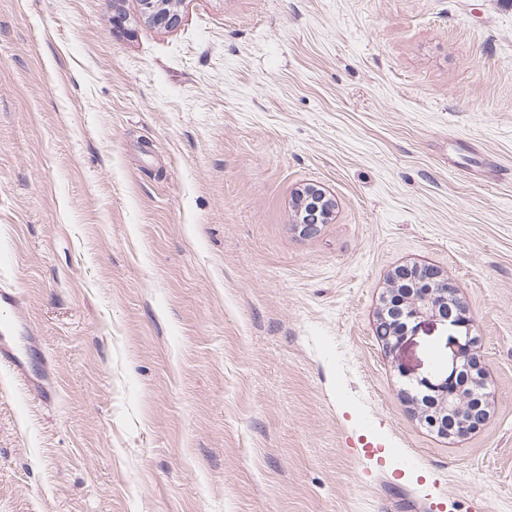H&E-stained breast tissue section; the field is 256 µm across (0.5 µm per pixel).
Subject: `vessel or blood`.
Instances as JSON below:
<instances>
[{
  "mask_svg": "<svg viewBox=\"0 0 512 512\" xmlns=\"http://www.w3.org/2000/svg\"><path fill=\"white\" fill-rule=\"evenodd\" d=\"M24 308L14 290L0 287V369L44 402L54 397L56 390L47 373L35 372L31 367L29 344L34 330Z\"/></svg>",
  "mask_w": 512,
  "mask_h": 512,
  "instance_id": "1",
  "label": "vessel or blood"
}]
</instances>
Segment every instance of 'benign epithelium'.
<instances>
[{
    "instance_id": "obj_1",
    "label": "benign epithelium",
    "mask_w": 512,
    "mask_h": 512,
    "mask_svg": "<svg viewBox=\"0 0 512 512\" xmlns=\"http://www.w3.org/2000/svg\"><path fill=\"white\" fill-rule=\"evenodd\" d=\"M177 3L139 0L140 16L147 23L175 28L182 21ZM301 203L303 235L311 225L327 222L335 207L334 200L315 186L302 192ZM428 319L445 323L458 333L449 342L451 366L446 371L439 367L427 377L409 379L423 399L407 390L402 396L413 418L430 432L446 440L464 438L483 424L494 398L475 353L477 337L472 335L469 309L455 302L453 283L435 267H396L377 313V323L387 328L386 336L380 339L383 349L390 354L397 352Z\"/></svg>"
}]
</instances>
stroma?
Returning a JSON list of instances; mask_svg holds the SVG:
<instances>
[{"instance_id": "obj_1", "label": "stroma", "mask_w": 512, "mask_h": 512, "mask_svg": "<svg viewBox=\"0 0 512 512\" xmlns=\"http://www.w3.org/2000/svg\"><path fill=\"white\" fill-rule=\"evenodd\" d=\"M113 6L0 0V286L57 391L0 372V512H512V0ZM414 262L472 312L464 439L399 395L450 327L376 339ZM141 18L150 24L164 28L180 25L182 17L177 3L181 0H138ZM301 204H304V215L301 219L300 231L302 235L311 230L307 224H323L332 216L335 203L322 189L315 186L307 187L302 192ZM303 221V222H302Z\"/></svg>"}]
</instances>
